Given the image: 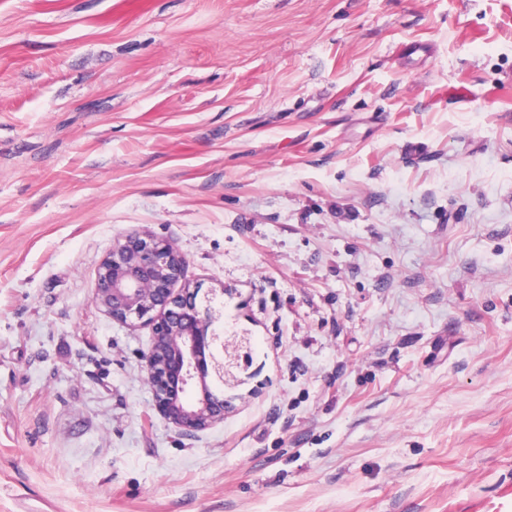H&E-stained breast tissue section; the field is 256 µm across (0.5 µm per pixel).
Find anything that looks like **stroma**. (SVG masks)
Instances as JSON below:
<instances>
[{
	"instance_id": "obj_1",
	"label": "stroma",
	"mask_w": 512,
	"mask_h": 512,
	"mask_svg": "<svg viewBox=\"0 0 512 512\" xmlns=\"http://www.w3.org/2000/svg\"><path fill=\"white\" fill-rule=\"evenodd\" d=\"M133 233L204 431L93 301ZM0 512H512V0H0ZM186 266L169 241L128 235L100 264L93 301L113 320L151 326L145 367L154 407L179 430L198 432L224 419V394L208 383L215 378L224 385V336L212 328L210 308L197 305Z\"/></svg>"
}]
</instances>
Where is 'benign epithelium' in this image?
Listing matches in <instances>:
<instances>
[{
  "label": "benign epithelium",
  "instance_id": "obj_1",
  "mask_svg": "<svg viewBox=\"0 0 512 512\" xmlns=\"http://www.w3.org/2000/svg\"><path fill=\"white\" fill-rule=\"evenodd\" d=\"M186 266L169 241L128 235L100 264L93 301L120 323L151 327L145 367L154 407L179 430L198 432L224 420V397L208 383L224 381V337L212 328L211 310L197 305Z\"/></svg>",
  "mask_w": 512,
  "mask_h": 512
}]
</instances>
